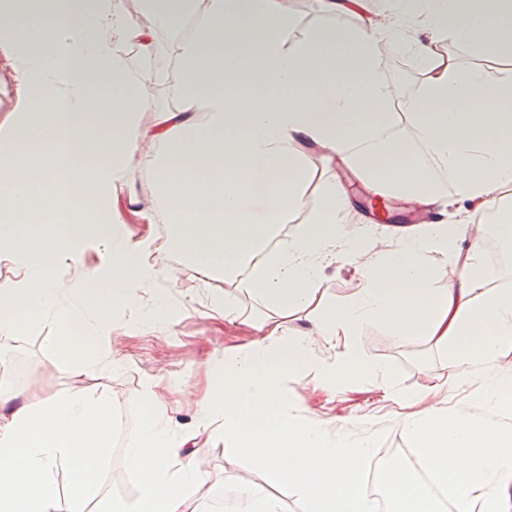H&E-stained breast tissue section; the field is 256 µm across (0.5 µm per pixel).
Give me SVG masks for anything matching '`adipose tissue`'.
<instances>
[{
  "instance_id": "adipose-tissue-1",
  "label": "adipose tissue",
  "mask_w": 512,
  "mask_h": 512,
  "mask_svg": "<svg viewBox=\"0 0 512 512\" xmlns=\"http://www.w3.org/2000/svg\"><path fill=\"white\" fill-rule=\"evenodd\" d=\"M317 2L353 25L299 29L281 0H141L135 14L120 0H0L13 19L0 57L16 81L0 122V261L17 271L0 282V344L28 317L48 319L80 378L115 367L86 342L111 338L139 292L153 296L144 318L154 328L179 320L160 282L192 292L216 273L244 281L263 306L252 336L208 364L192 424L173 422L159 381H145L146 415L124 453L139 487L120 512H285L257 485L230 503L200 494L208 477L193 449L204 432L288 485L306 512H378L362 482L373 441L332 435L289 398L284 379L309 374L316 390L364 383L402 406L393 424L431 483L396 458L381 473L389 512H439L442 495L454 512H512V371L498 364L512 349V287L490 286L484 238L465 215L412 226L383 250L370 229L347 231L348 193L313 162L340 159L376 196L431 208L451 194L465 214L511 225L512 69L465 64L438 42L512 60V0H385L379 14L366 0ZM387 50L425 75L400 103L380 75ZM159 91L173 108H156ZM136 167L155 186L156 211L138 206ZM133 216L172 230L138 236ZM101 242L107 263L85 265ZM173 251L177 269L165 263ZM339 256L358 276L334 296L321 273ZM66 261L79 267L67 300ZM298 318L309 329H294ZM374 322L443 349L442 386L410 392L365 362L358 335ZM320 340L333 358L315 354ZM477 370L481 413L445 411L441 388L467 386ZM35 372L0 379V512H83L112 446L109 397L78 387L31 406L21 397Z\"/></svg>"
}]
</instances>
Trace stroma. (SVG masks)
Listing matches in <instances>:
<instances>
[{"label":"stroma","instance_id":"stroma-1","mask_svg":"<svg viewBox=\"0 0 512 512\" xmlns=\"http://www.w3.org/2000/svg\"><path fill=\"white\" fill-rule=\"evenodd\" d=\"M382 74L396 94L405 98L420 85L423 76L409 56L386 54L382 57ZM324 175L343 182L349 191L360 222L371 225L380 244L394 243L400 226L431 222L434 211L397 197L372 195L340 161H332ZM170 299L183 307L180 319L168 330L141 329L134 336H117L115 341H97L96 350L115 352L120 368L105 375L85 377L89 388L105 389L112 402V448L110 458L97 477L98 494L88 501L89 512H108L113 504L133 499L138 478L128 470L124 448L129 436L145 416L138 400L144 381L161 378L165 386L168 414L175 422L186 424L191 419L187 407L193 386L203 381L205 363L221 358L226 344L248 336L245 320L257 311V304L241 286L225 283L223 278L209 277L204 291L185 295L171 283H163ZM228 292L237 297L242 321L215 326L206 316L207 292ZM59 332L48 322L33 323L15 340L0 346V359L5 371L38 364L39 372L26 389L24 397L32 405H40L50 397L66 395L72 385L71 365L59 353ZM362 357L365 361L386 366L406 390L418 391L439 382L447 373L445 354L419 337H396L380 323L365 326ZM311 377L289 378L285 386L291 396L307 408L311 416L328 423L332 432H345L351 439L373 438L376 448H401L407 457H416L408 440L392 427L390 400L382 393L359 388L346 389L335 395H313ZM196 456L208 473L212 490L233 497L241 488L260 485L282 500L286 512H302V504L286 486L269 483L263 473L254 469L244 455L229 453L223 442L201 434Z\"/></svg>","mask_w":512,"mask_h":512}]
</instances>
